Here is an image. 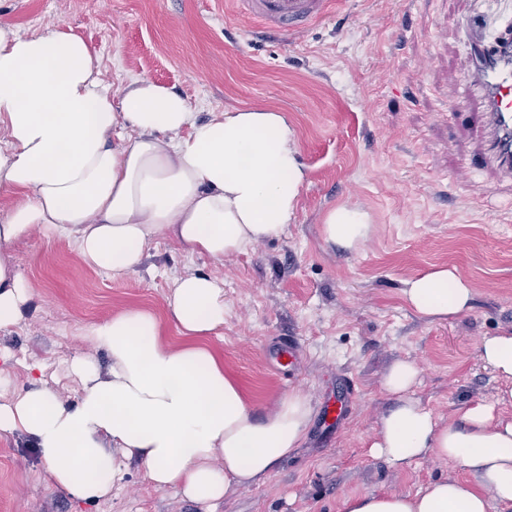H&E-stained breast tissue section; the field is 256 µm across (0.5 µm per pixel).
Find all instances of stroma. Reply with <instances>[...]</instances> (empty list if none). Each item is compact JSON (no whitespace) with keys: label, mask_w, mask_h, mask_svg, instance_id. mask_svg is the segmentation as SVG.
<instances>
[{"label":"stroma","mask_w":512,"mask_h":512,"mask_svg":"<svg viewBox=\"0 0 512 512\" xmlns=\"http://www.w3.org/2000/svg\"><path fill=\"white\" fill-rule=\"evenodd\" d=\"M474 16L496 37L512 23V0H338L333 14L290 39L260 33L231 0H0V22L20 33L59 29L90 43L115 95L146 77L187 97L199 121L234 107L285 112L307 171L287 231L220 264L158 238L138 274L115 277L84 265L68 240L35 234L17 242L33 298L21 324L0 331L9 393L29 388L36 363L43 384L75 402L70 362H108L81 326L130 307L165 316L173 280L206 273L224 281V335L209 345L256 413L295 389L314 409L301 448L218 512H342L348 495L412 494L437 478H466L461 465L431 457L393 469L369 444L392 406L382 380L396 361L419 367L410 394L442 422L504 385L477 345L512 331V177L490 163L463 174L484 138L449 111L464 96L470 107L484 104L462 26ZM340 205L368 216L360 249L322 236L325 215ZM441 265L469 282L471 307L430 320L406 306L401 288ZM288 336L299 343L290 367L277 361ZM346 378L356 395L331 429L324 408L341 399ZM0 512L201 509L155 488L136 466L110 499L76 500L49 484L35 448L14 434L0 435Z\"/></svg>","instance_id":"35a3bbf8"}]
</instances>
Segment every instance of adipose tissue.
<instances>
[{
	"mask_svg": "<svg viewBox=\"0 0 512 512\" xmlns=\"http://www.w3.org/2000/svg\"><path fill=\"white\" fill-rule=\"evenodd\" d=\"M306 181L287 117L263 108L216 112L197 121L183 95L139 78L121 98L103 85L98 53L60 30L25 35L0 24V330L18 326L32 288L12 251L40 231L71 241L81 262L115 276L137 273L145 249L164 235L216 263L280 237ZM366 213L344 206L325 217L326 241L349 249L368 239ZM418 314L445 318L470 308L472 290L438 267L404 283ZM182 344L162 337L148 309L129 308L82 326L108 358L107 370L79 358L76 404L32 385L0 403V433L37 448L50 482L99 501L131 466L158 489L217 512L233 488L265 483L304 440L308 398L294 391L256 416L206 338L224 333V281L192 273L165 297ZM481 361L505 385L495 401L464 405L442 423L410 397L420 371L395 362L382 388L394 407L370 453L400 467L430 454L460 464L469 479L427 484L415 494L366 493L343 512H512V331L482 338Z\"/></svg>",
	"mask_w": 512,
	"mask_h": 512,
	"instance_id": "obj_1",
	"label": "adipose tissue"
}]
</instances>
